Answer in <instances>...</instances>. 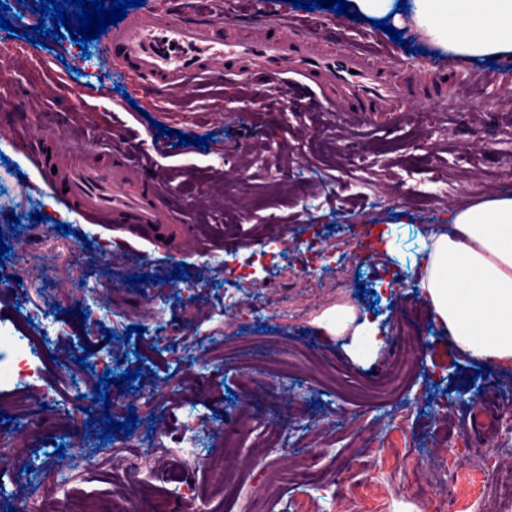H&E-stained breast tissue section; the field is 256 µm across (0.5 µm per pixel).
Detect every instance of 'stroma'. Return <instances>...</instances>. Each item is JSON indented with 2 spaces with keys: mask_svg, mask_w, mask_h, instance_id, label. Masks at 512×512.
Segmentation results:
<instances>
[{
  "mask_svg": "<svg viewBox=\"0 0 512 512\" xmlns=\"http://www.w3.org/2000/svg\"><path fill=\"white\" fill-rule=\"evenodd\" d=\"M0 1L10 7L6 20L20 30L13 37L0 28V114L13 116L0 123V241L10 248L0 257L8 277L0 287V326L11 327L23 311L46 317L48 325L41 405L30 406L19 388L0 389L1 506L19 512L28 497L23 466L29 462L50 479L38 493L43 503L127 502L149 482L165 497L167 512H338L341 499L355 491L363 493L366 512H421L433 497L454 496L495 456H512L511 438L498 432L477 442L462 422L463 409L442 404L449 388L474 379L482 386L480 404L499 420L512 419V367L481 368L462 355L433 322L412 279L392 276L393 269L409 268L420 233L447 223L452 208L512 196V60L459 65L416 38L401 45L371 22L284 0L289 18L315 21L313 42L331 29L375 42L422 81L408 116L384 132L328 104L309 101L298 109L296 100L307 99L308 91L297 84L266 83L242 93L220 63L183 92H153L105 58L100 40L84 48L67 36L42 46L27 42L29 27L54 28L53 18L40 17L39 0ZM62 112L70 116L59 133L66 149L115 142L136 152V142L122 135L127 126L142 139L171 144L147 175L168 185L165 205L180 223L196 225L208 246L188 242L165 256L151 246L117 245L105 225L88 223L61 203L39 178L34 141L47 118ZM157 119L168 134L154 127ZM180 133L207 137V145L179 152ZM38 213L43 221H35ZM15 216L20 225L9 226ZM63 224L70 235L61 234ZM369 224L397 237L400 261L357 251ZM314 234L335 254L346 282L340 294L296 280ZM274 236L286 244L288 264L266 273L252 268L244 299L257 309L249 319L236 317L224 305L235 290L224 280V262L247 263ZM105 243L112 246L106 256ZM180 267L184 277L172 278ZM376 291L386 310L369 318L387 344L359 364L313 320L341 299L368 308ZM99 302L98 322L80 320V312ZM406 321L418 338L417 377L393 397H355L351 386L388 368L392 341ZM136 325L142 335L127 336ZM88 335L103 350L126 352L112 367L114 381L135 374L131 390L108 387L105 404L94 400L100 372L79 363ZM300 346L335 364L343 383L323 385L303 364L268 380L271 403L287 421L279 444L261 448L265 412L243 379L265 378V359H288ZM243 411L252 413L253 426L237 440L235 488L225 494L210 466L219 451L213 433ZM188 412L199 424L197 454L170 457L159 444L178 437ZM133 415L131 435L116 433L91 463L78 461L85 422L101 430L106 420ZM442 448L452 450V466L440 465ZM404 455L413 470L400 466ZM314 461L331 474L346 466V479L322 490L292 481L274 497L262 490L266 469Z\"/></svg>",
  "mask_w": 512,
  "mask_h": 512,
  "instance_id": "obj_1",
  "label": "stroma"
}]
</instances>
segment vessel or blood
Listing matches in <instances>:
<instances>
[{
	"label": "vessel or blood",
	"mask_w": 512,
	"mask_h": 512,
	"mask_svg": "<svg viewBox=\"0 0 512 512\" xmlns=\"http://www.w3.org/2000/svg\"><path fill=\"white\" fill-rule=\"evenodd\" d=\"M308 32V24L299 21L267 26L242 19L228 28L207 10L184 20L146 0L112 28L102 48L142 83L170 94L184 91L220 62L244 82L256 74L282 85L303 82L315 97L383 127L402 118L420 80L400 77L387 57L365 45L328 42L314 49ZM37 151L44 183L84 220L152 245L184 241L187 225L162 205L161 185L140 173L163 154L161 144L134 158L100 144L65 150L50 133Z\"/></svg>",
	"instance_id": "b4317fda"
}]
</instances>
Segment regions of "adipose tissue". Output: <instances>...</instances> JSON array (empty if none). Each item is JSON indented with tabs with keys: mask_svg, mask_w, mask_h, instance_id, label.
Listing matches in <instances>:
<instances>
[{
	"mask_svg": "<svg viewBox=\"0 0 512 512\" xmlns=\"http://www.w3.org/2000/svg\"><path fill=\"white\" fill-rule=\"evenodd\" d=\"M353 0V13L392 16L421 40L467 62L512 56V0ZM434 321L473 360L512 366V197L490 196L457 207L447 225L430 230L410 270ZM328 335L349 337L352 358L374 357L385 341L354 303L317 317Z\"/></svg>",
	"mask_w": 512,
	"mask_h": 512,
	"instance_id": "ef3b65f1",
	"label": "adipose tissue"
}]
</instances>
